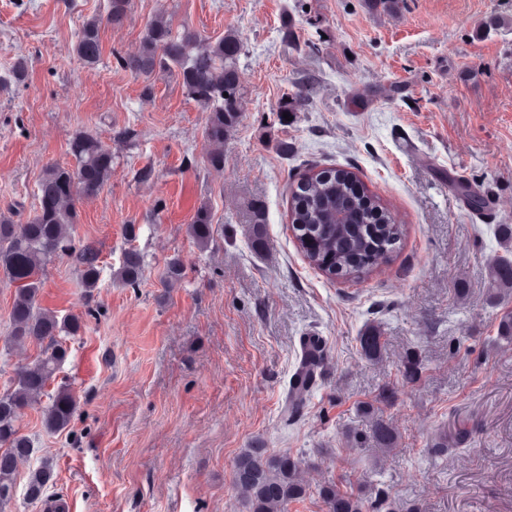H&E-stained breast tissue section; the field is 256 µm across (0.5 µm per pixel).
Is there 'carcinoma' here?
<instances>
[{"label":"carcinoma","instance_id":"1","mask_svg":"<svg viewBox=\"0 0 512 512\" xmlns=\"http://www.w3.org/2000/svg\"><path fill=\"white\" fill-rule=\"evenodd\" d=\"M131 10V0H109L104 15L83 20L75 32L72 53L88 66L101 59L102 26L119 24ZM243 43L236 35L211 40L187 29L174 30L166 9H160L147 25L139 46L129 53L113 52L116 64L137 77L149 79L167 72L177 78L186 98L206 112V160L224 170V139L241 121L244 88L239 59ZM28 57L17 52L8 70L0 75V90L19 87L28 74ZM75 159L72 167L45 166L38 182V208L26 223L14 220L16 213H0V283L15 287L7 341L14 349L40 348L35 360L18 368L0 393V512H8L18 491L31 502L46 497L54 480L51 461L44 459L19 481L18 462L35 455L34 440L21 433L24 411L47 399L42 425L55 434L74 421L78 406L72 383L56 380L71 356L70 341L80 335L85 320H97L90 309L86 319L64 317L39 305L43 273L55 259L66 257L79 272L80 285L90 294L98 288L105 268L96 247L77 241L73 235L82 199L96 196L114 174L112 149L96 135L75 134L69 144ZM291 227L308 264L331 280L349 281L370 273L400 242L402 229L390 209L371 193L357 174L346 168H323L303 174L291 189ZM140 227L129 224L125 236L129 247L114 273L124 287L139 286L145 266L144 253L134 245ZM189 235L199 248L213 240L208 207L197 210ZM185 276L184 263L175 255L168 259L162 284L172 288ZM495 295H512V258L504 255L490 267ZM498 338L512 344V309L505 310L497 324ZM365 357L381 354L379 331L370 327L359 337ZM367 429L349 434L356 444L372 440L375 451L391 452L398 441L392 425L370 403L362 405ZM301 463L288 452L268 454L261 448L242 452L234 465L233 482L248 512H287L288 505L306 497L308 488L300 478ZM319 498L326 512H391L388 497L373 495L364 485L349 488L329 481L320 486Z\"/></svg>","mask_w":512,"mask_h":512}]
</instances>
